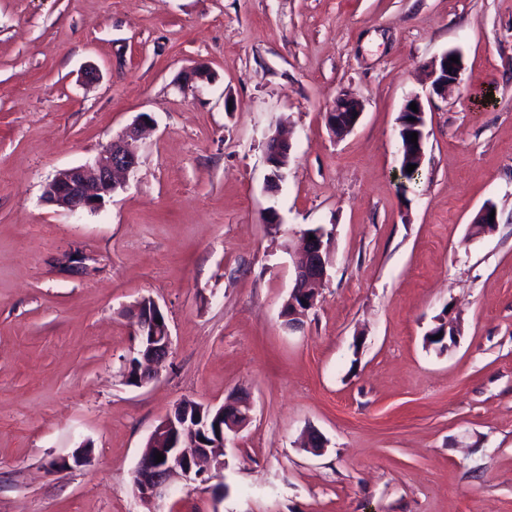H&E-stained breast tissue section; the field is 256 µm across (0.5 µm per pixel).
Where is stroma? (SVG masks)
I'll use <instances>...</instances> for the list:
<instances>
[{"label": "stroma", "instance_id": "stroma-1", "mask_svg": "<svg viewBox=\"0 0 512 512\" xmlns=\"http://www.w3.org/2000/svg\"><path fill=\"white\" fill-rule=\"evenodd\" d=\"M452 49L460 87L430 96ZM199 63L213 83L182 92ZM346 90L363 112L337 139L325 114ZM414 94L430 101L411 183ZM142 115L139 167L104 208L44 200ZM488 202L499 222L471 236ZM317 227L328 279L292 330L291 254ZM143 297L173 343L136 388ZM232 397L252 419L223 468L141 502L160 419ZM86 443L89 463L49 469ZM0 512H512V0H0ZM412 102L416 103L418 113H415L410 109V104ZM406 117L415 118V121H407V119H405ZM399 124L402 158L406 156L410 158L413 156L423 155L425 148V107L419 95H413L406 100L401 109ZM415 129L419 130L417 139L418 147H414V143H411L410 141V134L413 133V130ZM401 135L405 138V143L403 142ZM290 152H291V143L287 139L281 138L276 134L271 135L268 138L267 151H266V163L269 167V173L267 175V180H266V190L268 193H270V194L276 193L279 189L281 181L285 177V171H283V168L285 167L284 165H279L280 170L277 173L278 177L271 174L270 168L274 167V163L272 160L281 159V157H280L281 153H285V154L287 153L288 158H289ZM271 178H273V182L276 184V187L273 190L271 188L273 185V183L271 182ZM267 186L271 190H268Z\"/></svg>", "mask_w": 512, "mask_h": 512}]
</instances>
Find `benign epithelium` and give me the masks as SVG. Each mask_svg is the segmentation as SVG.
<instances>
[{"mask_svg":"<svg viewBox=\"0 0 512 512\" xmlns=\"http://www.w3.org/2000/svg\"><path fill=\"white\" fill-rule=\"evenodd\" d=\"M461 57L457 49L445 52L431 66V90L436 95H445L459 84L463 64L450 61V57ZM211 71L198 64L182 72L180 85L186 92H194L210 82ZM416 103L417 110L410 109ZM362 115L359 100L344 92L336 97L325 119L328 129L339 137L351 132ZM399 134L405 138L401 143L404 157L424 154L425 107L420 96L408 98L399 117ZM144 121L137 120L105 149V158L94 164H85L58 171L46 184V202L71 214L97 211L104 207L117 190L125 187L126 179L139 163L140 140ZM419 130L417 143L410 141L413 130ZM291 152V143L272 135L267 141L266 163L273 167V160L282 153ZM494 209L486 204L475 216V233L484 234L494 227L489 214ZM325 233L320 228L308 229L302 234V248L294 259V280L288 300L283 305L281 317L290 327L300 325L301 320L315 306L319 286L328 277L330 257L324 243ZM135 333L138 338L137 355L125 367V382L136 388L143 387L158 377L168 357L172 337L167 318L157 302L143 297L130 308ZM251 404L244 398H235L219 407L192 401L176 404L155 426L147 449L133 473V484L140 501L149 503L161 498L174 480L190 484L200 478L202 466L224 461L217 453L224 447L231 434L238 433L251 419ZM164 455L156 462L155 454Z\"/></svg>","mask_w":512,"mask_h":512,"instance_id":"benign-epithelium-1","label":"benign epithelium"}]
</instances>
